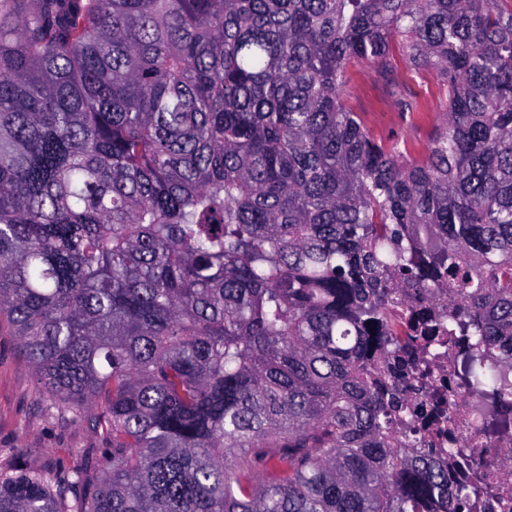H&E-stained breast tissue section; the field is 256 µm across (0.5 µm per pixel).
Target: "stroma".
Here are the masks:
<instances>
[{"label": "stroma", "mask_w": 512, "mask_h": 512, "mask_svg": "<svg viewBox=\"0 0 512 512\" xmlns=\"http://www.w3.org/2000/svg\"><path fill=\"white\" fill-rule=\"evenodd\" d=\"M393 63L409 76L424 104L423 113L402 117L383 77L365 65L351 73L348 104L376 135L407 142L412 157L419 159L443 118L444 94L431 71L412 73L402 51H394ZM49 400L19 348L12 324L0 317V469L68 472L85 467L100 474L105 441L88 418L48 412Z\"/></svg>", "instance_id": "1"}]
</instances>
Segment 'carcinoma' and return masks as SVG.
I'll return each mask as SVG.
<instances>
[{
  "mask_svg": "<svg viewBox=\"0 0 512 512\" xmlns=\"http://www.w3.org/2000/svg\"><path fill=\"white\" fill-rule=\"evenodd\" d=\"M444 88L422 160L350 67ZM474 338L512 401V0H0V315L102 476L0 472V512H467L404 442L392 324Z\"/></svg>",
  "mask_w": 512,
  "mask_h": 512,
  "instance_id": "cac0c4a2",
  "label": "carcinoma"
}]
</instances>
